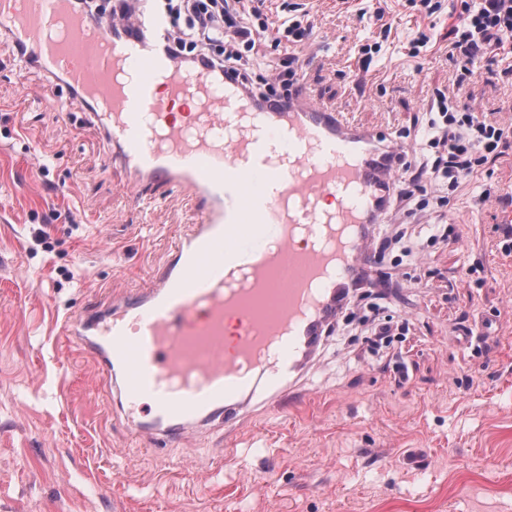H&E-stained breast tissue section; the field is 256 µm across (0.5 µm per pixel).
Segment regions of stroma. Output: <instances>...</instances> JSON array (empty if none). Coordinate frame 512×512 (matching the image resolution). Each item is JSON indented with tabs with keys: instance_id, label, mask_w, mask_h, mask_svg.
Returning a JSON list of instances; mask_svg holds the SVG:
<instances>
[{
	"instance_id": "35a3bbf8",
	"label": "stroma",
	"mask_w": 512,
	"mask_h": 512,
	"mask_svg": "<svg viewBox=\"0 0 512 512\" xmlns=\"http://www.w3.org/2000/svg\"><path fill=\"white\" fill-rule=\"evenodd\" d=\"M301 2V84L362 126L420 143L433 91L453 88L447 14L387 0L395 38L359 83L355 45L377 36L369 0ZM421 30L430 41L409 58ZM53 85L0 34V512H512V256L497 248L512 142L456 192L435 183L428 207L387 212L381 238L451 233L419 261L388 255L372 268L387 290L352 298L281 418L254 399L236 432L199 426L149 450L61 324L142 288L193 213L164 188L135 205L120 163L104 168L112 144L87 109L47 108ZM469 93L512 118V84L488 67ZM382 321L393 342L376 353ZM222 452L236 463H218Z\"/></svg>"
}]
</instances>
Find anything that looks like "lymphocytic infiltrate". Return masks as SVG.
Returning a JSON list of instances; mask_svg holds the SVG:
<instances>
[{"label":"lymphocytic infiltrate","mask_w":512,"mask_h":512,"mask_svg":"<svg viewBox=\"0 0 512 512\" xmlns=\"http://www.w3.org/2000/svg\"><path fill=\"white\" fill-rule=\"evenodd\" d=\"M240 0H179L168 6L171 14H185L188 34L171 36L168 44L174 65L206 74L215 81L225 74L239 79V92L255 108L275 112L291 110L289 87L296 70L295 52L309 29L300 17L270 20L262 5L243 9ZM455 23L448 31L455 69L454 95L435 94L432 128L443 138L427 137L435 149L432 162L422 164L420 177L428 182L447 180L449 189L477 173L500 146L512 137V122L489 116L463 92L476 75L480 61L497 57L503 77L512 79V0H458L452 8ZM268 41L281 48L280 70L254 81L248 63L257 44Z\"/></svg>","instance_id":"lymphocytic-infiltrate-1"}]
</instances>
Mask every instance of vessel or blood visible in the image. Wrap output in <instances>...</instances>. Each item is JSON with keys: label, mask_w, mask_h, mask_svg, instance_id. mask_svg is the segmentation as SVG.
<instances>
[{"label": "vessel or blood", "mask_w": 512, "mask_h": 512, "mask_svg": "<svg viewBox=\"0 0 512 512\" xmlns=\"http://www.w3.org/2000/svg\"><path fill=\"white\" fill-rule=\"evenodd\" d=\"M139 22L145 35L120 39L71 0H0V30L92 108L137 178L132 201L167 186L195 213L144 288L66 324L149 443L164 422L235 426L246 400L280 408L305 341L373 262L370 145L387 134L305 89L296 111L252 109L233 80L174 67L151 8Z\"/></svg>", "instance_id": "obj_1"}]
</instances>
